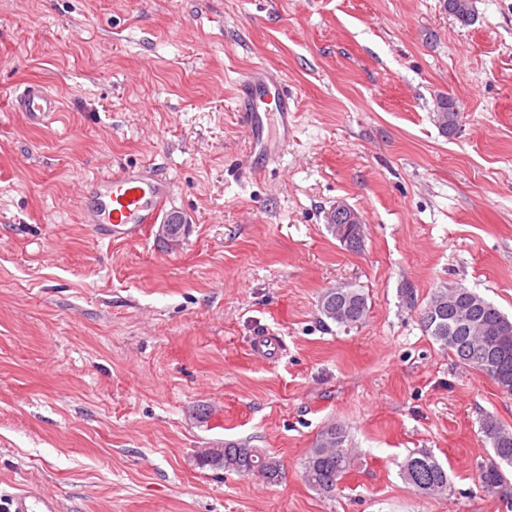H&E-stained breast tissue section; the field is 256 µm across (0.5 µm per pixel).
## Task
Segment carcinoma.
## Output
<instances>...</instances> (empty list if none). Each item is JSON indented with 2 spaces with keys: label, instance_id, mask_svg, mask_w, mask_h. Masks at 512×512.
Instances as JSON below:
<instances>
[{
  "label": "carcinoma",
  "instance_id": "cac0c4a2",
  "mask_svg": "<svg viewBox=\"0 0 512 512\" xmlns=\"http://www.w3.org/2000/svg\"><path fill=\"white\" fill-rule=\"evenodd\" d=\"M444 9L458 21H471L473 0H443ZM436 120L446 135L457 130L460 110L452 98L436 103ZM328 227L337 240L353 250L361 239L355 227L327 214ZM326 319L342 326L362 323L369 312L367 297L361 291L341 286L327 289L320 301ZM421 326L440 348L477 374L493 380L498 388L512 395V319L483 296L461 286L437 288L421 313ZM481 430L490 442L494 457L478 468V485L485 492L498 494L512 508V480L506 468H512V429L498 419L486 416ZM343 426L331 423L319 434L304 463V479L318 494L332 497L340 481L352 467L353 456L345 442ZM202 466L231 471L242 476L260 474L270 483L278 481L279 463L258 448L244 442L226 441L218 448H205L198 455ZM401 478L421 495L449 496L453 484L448 470L427 450H420L397 463Z\"/></svg>",
  "mask_w": 512,
  "mask_h": 512
}]
</instances>
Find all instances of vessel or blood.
<instances>
[{
    "label": "vessel or blood",
    "mask_w": 512,
    "mask_h": 512,
    "mask_svg": "<svg viewBox=\"0 0 512 512\" xmlns=\"http://www.w3.org/2000/svg\"><path fill=\"white\" fill-rule=\"evenodd\" d=\"M237 98L244 112L251 153L265 156L274 147L265 135L263 113L276 112L287 117L290 110L288 88L284 80L268 75L262 67L251 68L237 85ZM15 109L31 123L43 124L61 110L60 101L46 86H27L15 99ZM91 205L82 206L80 218L85 224H108L113 235L134 239L145 225L157 223L161 211L173 197L167 180L154 178L143 168H126L117 173L100 174L84 182ZM9 512H58L57 499L43 490L31 489L9 499Z\"/></svg>",
    "instance_id": "obj_1"
}]
</instances>
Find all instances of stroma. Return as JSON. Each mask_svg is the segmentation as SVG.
<instances>
[{
  "mask_svg": "<svg viewBox=\"0 0 512 512\" xmlns=\"http://www.w3.org/2000/svg\"><path fill=\"white\" fill-rule=\"evenodd\" d=\"M256 65L297 115L287 153L245 172L234 92ZM30 83L61 99L41 126L14 110ZM126 165L173 182L177 243L81 223L80 178ZM339 201L359 249L327 228ZM339 284L366 295L364 324L322 315ZM455 286L512 317V0H475L467 24L441 0H0V501L28 485L62 512H507L476 475L480 421L512 428V396L420 325ZM333 422L354 461L330 499L303 461ZM224 440L279 480L200 466ZM421 449L452 495L402 480ZM436 120L439 128L446 135H451L457 130L460 120V110L456 101L447 96L439 98L436 103Z\"/></svg>",
  "mask_w": 512,
  "mask_h": 512,
  "instance_id": "35a3bbf8",
  "label": "stroma"
}]
</instances>
